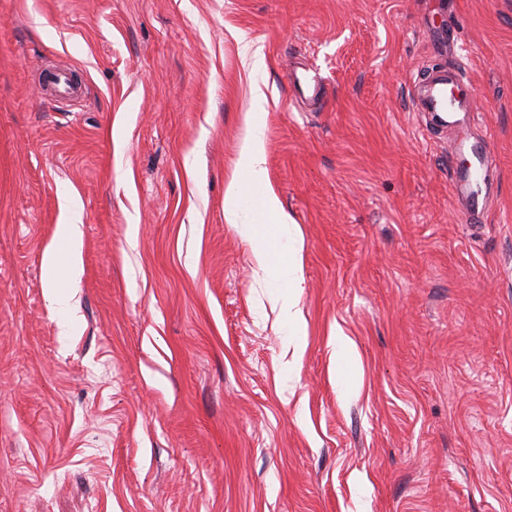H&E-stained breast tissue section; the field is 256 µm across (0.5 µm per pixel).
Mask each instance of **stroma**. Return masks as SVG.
<instances>
[{"label":"stroma","instance_id":"1","mask_svg":"<svg viewBox=\"0 0 512 512\" xmlns=\"http://www.w3.org/2000/svg\"><path fill=\"white\" fill-rule=\"evenodd\" d=\"M50 61L87 78L72 110ZM436 68L492 139L478 224L415 105ZM251 111L303 242L296 331L251 184L225 218ZM0 512H512V0H0ZM299 68L305 72H312V67L306 64L294 68L290 73V83L295 90V97L314 103L321 100L324 93L322 81L316 75L310 78L307 74L298 71ZM70 223L62 224L64 231L68 238V244L71 248V258L65 270V279L69 282L68 285L62 286L59 281L58 272L56 271L57 261L54 254H48L45 260L46 268L48 270V299L55 306V309L60 315L59 327L62 335H67L70 328V314L72 305L70 300L71 293L62 290L61 288H74L77 280L80 277V267L76 259V252L81 243V229L80 224H76L77 220L70 218Z\"/></svg>","mask_w":512,"mask_h":512}]
</instances>
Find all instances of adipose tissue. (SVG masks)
<instances>
[{
  "mask_svg": "<svg viewBox=\"0 0 512 512\" xmlns=\"http://www.w3.org/2000/svg\"><path fill=\"white\" fill-rule=\"evenodd\" d=\"M237 168L240 180L231 181L226 190V217H233L234 205L240 197L241 181H248L258 191L257 206L262 215L260 223L249 225L246 237L253 250L259 255V269L263 277H275L284 281L280 292L281 314L289 326L301 327L304 318L299 307L300 295L304 288L302 273V244L298 236L286 235L290 221L283 211L278 197L267 184L265 132L261 123L248 120L247 134L240 150ZM48 270L47 296L60 315L61 331L70 328L71 295L62 290V282L76 284L80 277L77 260H70L64 273H57L54 255L45 260Z\"/></svg>",
  "mask_w": 512,
  "mask_h": 512,
  "instance_id": "ef3b65f1",
  "label": "adipose tissue"
}]
</instances>
